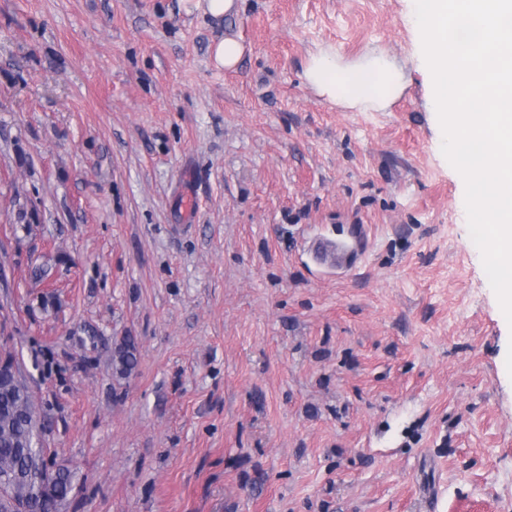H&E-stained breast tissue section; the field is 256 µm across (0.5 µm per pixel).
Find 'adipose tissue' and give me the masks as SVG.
Masks as SVG:
<instances>
[{
  "label": "adipose tissue",
  "mask_w": 512,
  "mask_h": 512,
  "mask_svg": "<svg viewBox=\"0 0 512 512\" xmlns=\"http://www.w3.org/2000/svg\"><path fill=\"white\" fill-rule=\"evenodd\" d=\"M317 93L333 103L362 112L386 109L401 90V74L384 54L342 63L331 53L313 55L304 72Z\"/></svg>",
  "instance_id": "adipose-tissue-1"
}]
</instances>
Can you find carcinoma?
<instances>
[{
	"mask_svg": "<svg viewBox=\"0 0 512 512\" xmlns=\"http://www.w3.org/2000/svg\"><path fill=\"white\" fill-rule=\"evenodd\" d=\"M112 361L120 377H128L135 371L138 350L134 337H123ZM34 413L35 405L25 386L16 382L0 383V487L11 499L25 504L28 512H59L72 491L70 472L57 474L54 495L40 498L31 494L30 455L24 449L31 447Z\"/></svg>",
	"mask_w": 512,
	"mask_h": 512,
	"instance_id": "1",
	"label": "carcinoma"
}]
</instances>
